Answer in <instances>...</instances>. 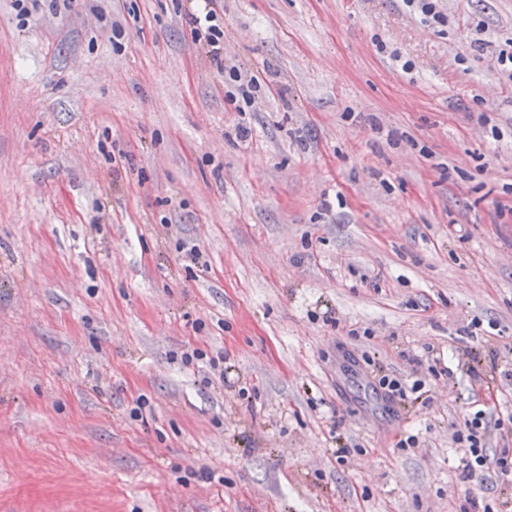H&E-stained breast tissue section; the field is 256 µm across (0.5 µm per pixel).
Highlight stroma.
Segmentation results:
<instances>
[{"label":"stroma","mask_w":512,"mask_h":512,"mask_svg":"<svg viewBox=\"0 0 512 512\" xmlns=\"http://www.w3.org/2000/svg\"><path fill=\"white\" fill-rule=\"evenodd\" d=\"M223 5L246 114L180 0H0V512H512V0ZM403 2L414 13L421 15L425 24L439 26L448 24V15L443 13L439 0H403ZM489 427L490 422L483 410L467 413L462 422L454 425L452 440L459 445L458 448H465L461 458L462 474L469 478L494 464L499 480L509 485L512 481V457L502 454L490 461L487 453Z\"/></svg>","instance_id":"obj_1"}]
</instances>
